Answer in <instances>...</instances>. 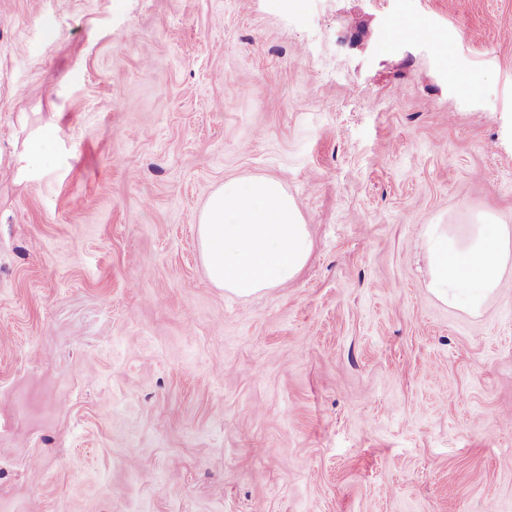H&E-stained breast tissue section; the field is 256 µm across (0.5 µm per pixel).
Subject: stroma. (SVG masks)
Returning a JSON list of instances; mask_svg holds the SVG:
<instances>
[{
	"mask_svg": "<svg viewBox=\"0 0 512 512\" xmlns=\"http://www.w3.org/2000/svg\"><path fill=\"white\" fill-rule=\"evenodd\" d=\"M250 176L312 250L239 297L197 218ZM482 215L512 0H0V512H512V276L425 286ZM50 145L47 139H34L27 148L26 159L32 167L37 166L44 158L50 156L58 166H63L66 159L63 155H51Z\"/></svg>",
	"mask_w": 512,
	"mask_h": 512,
	"instance_id": "obj_1",
	"label": "stroma"
}]
</instances>
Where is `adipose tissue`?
I'll return each mask as SVG.
<instances>
[{
    "label": "adipose tissue",
    "mask_w": 512,
    "mask_h": 512,
    "mask_svg": "<svg viewBox=\"0 0 512 512\" xmlns=\"http://www.w3.org/2000/svg\"><path fill=\"white\" fill-rule=\"evenodd\" d=\"M426 286L442 303L477 312L512 270V226L427 224L422 231Z\"/></svg>",
    "instance_id": "1"
}]
</instances>
